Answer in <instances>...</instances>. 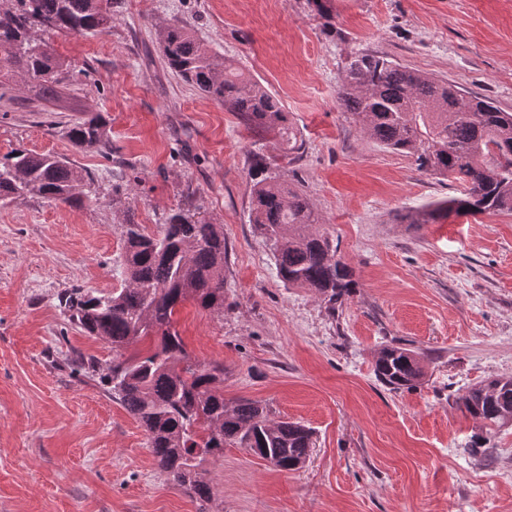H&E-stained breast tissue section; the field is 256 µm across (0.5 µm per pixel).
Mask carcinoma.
I'll return each instance as SVG.
<instances>
[{"instance_id":"cac0c4a2","label":"carcinoma","mask_w":512,"mask_h":512,"mask_svg":"<svg viewBox=\"0 0 512 512\" xmlns=\"http://www.w3.org/2000/svg\"><path fill=\"white\" fill-rule=\"evenodd\" d=\"M110 0H8L0 9V76L36 81L55 90L62 64L38 27L97 34L112 24ZM167 66L201 94L221 102L257 136L275 134L279 156L256 154L250 223L269 245L277 276L291 288H310L336 310L350 293L352 273L309 199L288 181V165L304 148L281 100L198 41L186 24L159 32ZM341 108L359 131L389 150L411 157L417 170L459 185L458 194L416 215L411 224L451 217L512 213V113L457 85L422 75L380 54H359L345 66ZM75 146L108 154L106 120L93 113L66 125ZM94 179L64 157L16 148L0 157V200L36 197L71 207L89 197ZM226 249L220 224L188 209L168 215L154 234L126 224L122 284L109 293L73 290L58 298L68 320L119 352L153 336L144 354L118 358L102 380L112 397L139 422L157 469L212 512L213 487L204 465L224 458V447L247 448L280 471L301 468L314 431L294 421H273L265 406L224 398V365L193 363L175 328L178 307L191 300L224 315ZM378 381L392 391L422 383L424 367L408 348L382 349L374 362ZM463 410L486 430L512 427V376L486 380L461 398Z\"/></svg>"}]
</instances>
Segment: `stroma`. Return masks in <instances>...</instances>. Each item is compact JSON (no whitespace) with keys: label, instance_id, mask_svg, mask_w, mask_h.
I'll use <instances>...</instances> for the list:
<instances>
[{"label":"stroma","instance_id":"obj_1","mask_svg":"<svg viewBox=\"0 0 512 512\" xmlns=\"http://www.w3.org/2000/svg\"><path fill=\"white\" fill-rule=\"evenodd\" d=\"M335 31L308 0H112L109 32L38 31L63 63L57 94L0 82V156L62 155L95 180L82 206L0 201V512H197L153 463L137 420L79 359L111 363L57 306L80 288L121 285L124 224L156 232L189 208L224 227V314L175 315L192 361L224 364L225 398L315 431L305 466L279 471L229 446L210 464L215 512H512V428L490 454L459 401L512 376V214L440 224L406 214L454 183L360 133L337 99L352 56L379 52L512 112V0H332ZM172 23L284 104L304 141L288 167L352 268L328 311L279 280L249 222L251 153L276 152L223 104L171 71L158 33ZM108 122L111 155L62 133L88 113ZM420 354L412 390L377 381L386 345Z\"/></svg>","mask_w":512,"mask_h":512}]
</instances>
